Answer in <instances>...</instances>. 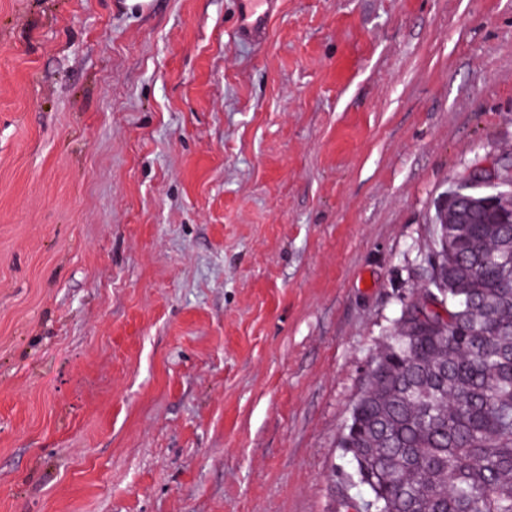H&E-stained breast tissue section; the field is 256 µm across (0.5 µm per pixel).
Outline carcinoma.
Returning <instances> with one entry per match:
<instances>
[{"label":"carcinoma","mask_w":512,"mask_h":512,"mask_svg":"<svg viewBox=\"0 0 512 512\" xmlns=\"http://www.w3.org/2000/svg\"><path fill=\"white\" fill-rule=\"evenodd\" d=\"M422 292L402 304L340 439L342 512H512V173L435 207Z\"/></svg>","instance_id":"1"}]
</instances>
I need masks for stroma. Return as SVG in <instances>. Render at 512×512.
I'll return each mask as SVG.
<instances>
[{
    "label": "stroma",
    "mask_w": 512,
    "mask_h": 512,
    "mask_svg": "<svg viewBox=\"0 0 512 512\" xmlns=\"http://www.w3.org/2000/svg\"><path fill=\"white\" fill-rule=\"evenodd\" d=\"M0 0V512H336L512 0ZM242 4L241 23L238 36L241 40L253 41L265 34L276 0H240Z\"/></svg>",
    "instance_id": "stroma-1"
}]
</instances>
